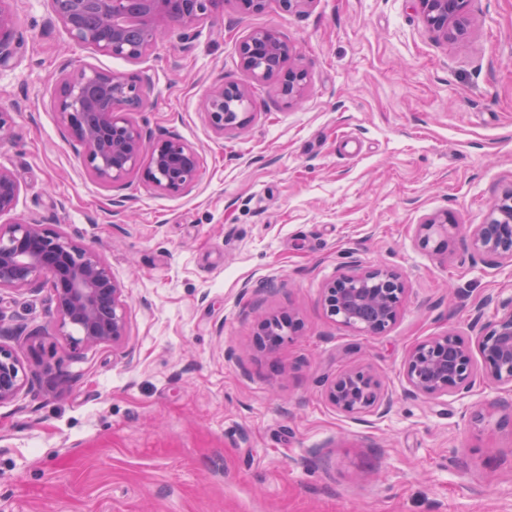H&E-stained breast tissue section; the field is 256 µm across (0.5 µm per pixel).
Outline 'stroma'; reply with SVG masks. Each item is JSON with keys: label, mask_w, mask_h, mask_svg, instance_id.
Masks as SVG:
<instances>
[{"label": "stroma", "mask_w": 512, "mask_h": 512, "mask_svg": "<svg viewBox=\"0 0 512 512\" xmlns=\"http://www.w3.org/2000/svg\"><path fill=\"white\" fill-rule=\"evenodd\" d=\"M12 8L0 167L21 185L18 213L106 258L125 290L129 355L71 359L46 330V292L0 294L29 331L12 345L34 379L0 408V512H512V389L429 399L404 377L413 344L469 336L474 304L490 318L512 296V267L473 258L466 232L512 187V0H472L469 37L448 43L412 0H272L260 14L229 2L190 48L173 33L136 62L75 46L48 0ZM262 27L308 73L295 105L239 66L241 39ZM68 61L147 80L132 118L199 150L190 191L136 180L113 206L53 108ZM221 79L248 86L255 117L219 137L200 101ZM440 211L460 230L434 254L416 230ZM356 262L407 280L384 335L323 308L324 282ZM260 311L300 328L258 348ZM359 364L392 397L385 415L327 403L322 378Z\"/></svg>", "instance_id": "stroma-1"}]
</instances>
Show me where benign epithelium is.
I'll use <instances>...</instances> for the list:
<instances>
[{"label":"benign epithelium","mask_w":512,"mask_h":512,"mask_svg":"<svg viewBox=\"0 0 512 512\" xmlns=\"http://www.w3.org/2000/svg\"><path fill=\"white\" fill-rule=\"evenodd\" d=\"M7 0H0V65L11 57L10 34L15 18ZM55 15L80 47L138 61L158 41L179 29L187 44L198 25L220 13L225 0H49ZM423 24L445 41L468 38L470 0H414ZM240 68L257 83L276 82L288 106L308 88L307 71L279 30L260 28L239 43ZM146 82L121 73L62 69L54 110L68 137L82 147L81 163L101 186L124 187L133 176L146 186L179 195L200 176L197 149L177 137L153 141L144 152L146 134L129 118L144 109ZM204 119L217 136L239 130L254 118L248 88L222 80L202 102ZM21 187L0 167V292L49 293L53 335L65 342L68 356L80 359L101 346L122 348L128 336L124 290L107 260L93 247L17 213ZM448 213H435L417 227L420 247L439 253L449 247ZM473 251L493 267H512V190L497 197L481 224L469 227ZM408 291L404 275L386 265L353 264L325 282L322 302L336 324L369 336H381L399 318ZM478 305L469 323L481 356L476 365L470 346L454 330L414 344L404 361L408 393L438 399L470 393L476 384L489 389L512 386V297L497 302L496 313L483 319ZM0 309V407L16 403L32 389L28 369L1 339L17 337ZM293 318L263 317L257 339L280 344L293 339ZM327 402L338 412L362 417L383 413L390 398L369 365H359L323 380Z\"/></svg>","instance_id":"obj_1"}]
</instances>
